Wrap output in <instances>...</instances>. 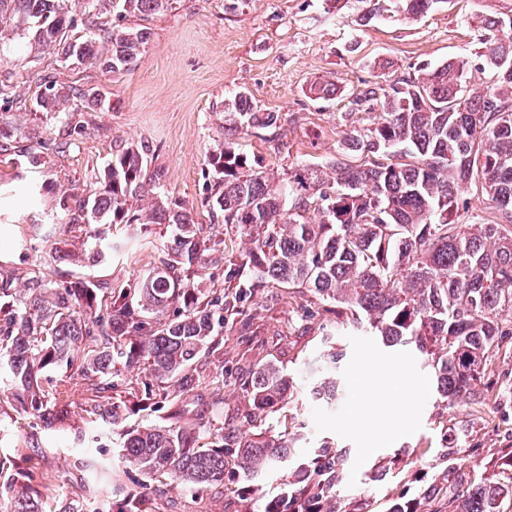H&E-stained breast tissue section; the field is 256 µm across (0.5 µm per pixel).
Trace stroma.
<instances>
[{
    "mask_svg": "<svg viewBox=\"0 0 512 512\" xmlns=\"http://www.w3.org/2000/svg\"><path fill=\"white\" fill-rule=\"evenodd\" d=\"M480 16L512 18V0H439L414 20L366 18L361 0H347L338 11L326 9L324 0H174L148 20L127 18L128 26L149 28L151 38L139 65L122 75L60 62L25 39L0 38V80L12 87L8 132L16 147L15 153L0 155V204L8 210L0 236L20 242L0 248V266L20 278L38 267L56 281L77 274L113 282L130 279L154 262L158 246L170 237L164 224L149 229L154 247L135 248L125 258L93 267L72 260L87 239V225L48 239L32 229L36 221L58 223L57 203L64 192L89 188L113 153L140 143L151 147L150 167L161 173V191L169 202L194 206L204 236L223 237V225L212 224L201 202L212 180L205 158L224 139L225 102L243 93L254 105L279 114L273 138L237 137L243 151L263 157L278 172L327 163L336 158L345 132L375 120L355 103L365 83L376 79L375 61H391L386 77L392 80L451 59L473 58L480 48ZM46 75L71 92L98 90L104 106L57 119L46 116L38 106ZM316 80L334 85L335 95L315 99L309 86ZM39 141L47 144L49 163L35 170L20 149ZM30 183L42 187L31 205L22 196ZM245 310L248 327L225 329L219 360L211 366L226 380L224 422L241 429L248 402L235 379L242 370L273 361L290 373L305 371L307 362L324 352L323 329L334 326L330 315L307 316L276 288L260 290ZM340 342L345 356L337 365L341 398L336 406H307L298 413L284 409L265 421L274 431L302 434L299 456L321 439L346 451L344 478L336 489L339 512H352L361 502L367 503L366 512H388L398 496L413 498L424 489L441 488L448 434L468 449L463 469L474 478L512 448V398L444 408L412 354L391 351L367 336L347 335ZM369 369L377 371L381 389L393 390L402 379L411 390L406 414L384 421V438L367 435L359 415ZM144 375L139 365L120 369L113 378V395L126 403V423L132 427L159 419L145 399ZM44 386L65 391L72 404L65 430H45L36 415L18 409L0 392V422L9 426L12 441L30 443L24 457H17L12 441L0 445V456L15 459L17 472L48 477L56 502L110 498L112 472L89 475L80 453L71 448L75 432L85 429L88 419L89 394L77 367L47 372ZM377 468L382 480L370 481ZM120 478L132 493L145 494L149 512H195L200 505L206 512H264L265 504L283 492L277 476L250 481L235 470L223 486L204 489L196 499L172 479L146 489L137 471Z\"/></svg>",
    "mask_w": 512,
    "mask_h": 512,
    "instance_id": "obj_1",
    "label": "stroma"
}]
</instances>
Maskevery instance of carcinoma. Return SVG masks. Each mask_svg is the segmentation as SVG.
<instances>
[{
    "label": "carcinoma",
    "mask_w": 512,
    "mask_h": 512,
    "mask_svg": "<svg viewBox=\"0 0 512 512\" xmlns=\"http://www.w3.org/2000/svg\"><path fill=\"white\" fill-rule=\"evenodd\" d=\"M441 0H364L366 14L391 12L406 19L429 11ZM172 0H83L81 8L104 20L73 38L77 19L66 0H0V28L22 33L61 60L99 66L112 74L134 69L148 32L121 24L127 15L149 17L168 10ZM503 21L483 23L484 50L421 68L413 78L384 86L368 83L355 104L380 110L372 126L345 134L339 157L276 179L262 161L224 138L207 155L213 184L205 197L224 231L246 239L228 256L225 240L201 236L187 209L164 204L157 181L148 174V145H131L112 158L93 187L76 199L65 195L59 209L69 217L64 233L77 224L95 225L78 263L101 264L145 240L149 224L172 225V243L158 260L123 283L90 281L75 275L60 282L41 269L29 271L24 288L0 270V360L12 400L60 430L68 403L43 388L53 367L79 363L90 427L75 434L77 444L98 442L102 426L125 420L126 406L106 392L114 388L118 365L147 361L153 381L164 385L169 404L164 424L128 431L116 467L134 468L152 482L167 475L194 492L224 484L228 469L249 479L285 471L288 512H337L336 487L346 452L313 449L295 460L296 441L269 429L241 431L217 427L209 442L180 424V397L193 390L199 358L212 356L224 326L243 315L242 304L262 288H286L309 304L327 306L336 318L332 335L373 336L387 347H407L428 360L440 402L476 401L492 394L499 380L487 361L512 343V71L499 74L485 92L464 96L470 69L489 70L493 59L512 63V30ZM40 107L54 114L75 111L73 96L44 78ZM278 115L262 112L245 95L224 105V132L277 128ZM363 155L366 163L347 162ZM496 210L495 219L460 224L469 209V190ZM224 261V292L208 298L199 269ZM179 306L173 318L167 311ZM323 363L309 364L308 385L279 365L249 369L242 392L249 423L304 394L331 407L338 397L333 377L343 357L325 338ZM463 449L448 443V512H502L512 499V448L494 465L496 473L477 480L462 469ZM48 479L13 478L0 483V512H83L72 501L50 505ZM435 493L394 499L389 512H439ZM105 512H147L141 501L116 484Z\"/></svg>",
    "instance_id": "1"
}]
</instances>
